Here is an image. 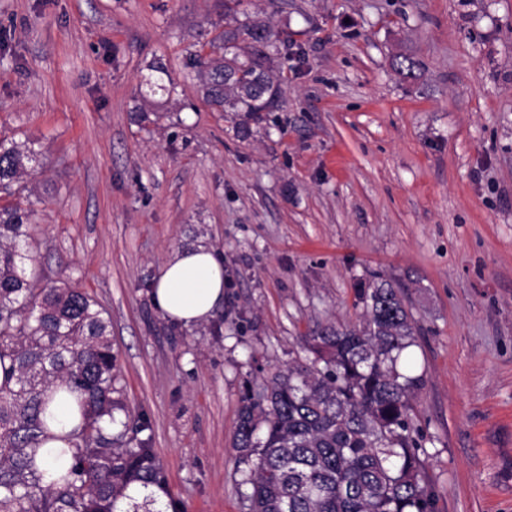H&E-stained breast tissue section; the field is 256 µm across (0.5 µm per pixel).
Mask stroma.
Here are the masks:
<instances>
[{
    "label": "stroma",
    "mask_w": 512,
    "mask_h": 512,
    "mask_svg": "<svg viewBox=\"0 0 512 512\" xmlns=\"http://www.w3.org/2000/svg\"><path fill=\"white\" fill-rule=\"evenodd\" d=\"M291 40L279 109L238 133L196 94L192 44L224 0H0V136L44 165L29 273L112 319L116 399L147 419L179 512H247L232 450L245 387L397 285L439 512H512V0H248ZM418 61L399 74L397 55ZM162 61L181 96L139 121ZM203 245L224 301L187 328L153 302Z\"/></svg>",
    "instance_id": "1"
}]
</instances>
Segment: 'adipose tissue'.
Instances as JSON below:
<instances>
[{
    "instance_id": "ef3b65f1",
    "label": "adipose tissue",
    "mask_w": 512,
    "mask_h": 512,
    "mask_svg": "<svg viewBox=\"0 0 512 512\" xmlns=\"http://www.w3.org/2000/svg\"><path fill=\"white\" fill-rule=\"evenodd\" d=\"M153 295L171 320L186 327L202 323L224 300V266L210 248L177 250L159 275Z\"/></svg>"
}]
</instances>
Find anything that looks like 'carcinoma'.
I'll return each instance as SVG.
<instances>
[{"label": "carcinoma", "mask_w": 512, "mask_h": 512, "mask_svg": "<svg viewBox=\"0 0 512 512\" xmlns=\"http://www.w3.org/2000/svg\"><path fill=\"white\" fill-rule=\"evenodd\" d=\"M288 40L269 17L224 0V30L195 50L197 90L219 112L258 121L281 95L275 59ZM140 80L155 119L176 87L168 68ZM34 144L0 138V512H164L166 478L149 441L133 442L112 398V321L87 292L27 275L35 203L14 188L38 163ZM357 320L304 339L313 355L245 390L233 448L247 465L248 512H436L422 476L411 402L423 375L401 367L415 327L398 288L386 279L355 293ZM323 367H318V364ZM77 394L80 423L66 473L42 485L40 447L51 433L47 391Z\"/></svg>", "instance_id": "1"}]
</instances>
